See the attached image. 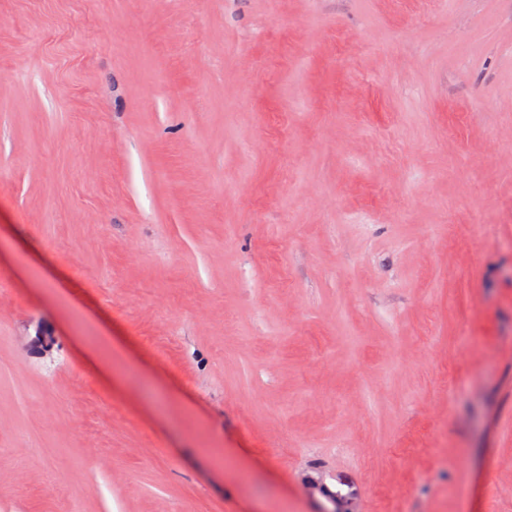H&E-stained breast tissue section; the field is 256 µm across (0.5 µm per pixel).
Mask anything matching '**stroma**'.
Listing matches in <instances>:
<instances>
[{"label": "stroma", "mask_w": 512, "mask_h": 512, "mask_svg": "<svg viewBox=\"0 0 512 512\" xmlns=\"http://www.w3.org/2000/svg\"><path fill=\"white\" fill-rule=\"evenodd\" d=\"M509 130L512 0H0V512H512Z\"/></svg>", "instance_id": "stroma-1"}]
</instances>
